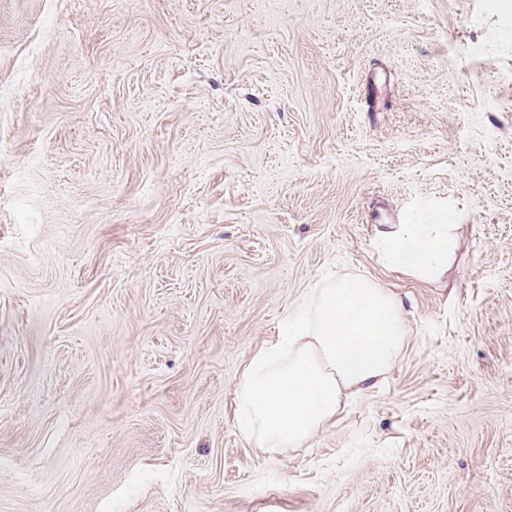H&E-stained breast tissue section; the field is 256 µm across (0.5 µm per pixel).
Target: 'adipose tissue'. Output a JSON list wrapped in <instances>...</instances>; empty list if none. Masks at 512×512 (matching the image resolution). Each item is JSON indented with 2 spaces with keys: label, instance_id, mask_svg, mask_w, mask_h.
I'll return each instance as SVG.
<instances>
[{
  "label": "adipose tissue",
  "instance_id": "adipose-tissue-1",
  "mask_svg": "<svg viewBox=\"0 0 512 512\" xmlns=\"http://www.w3.org/2000/svg\"><path fill=\"white\" fill-rule=\"evenodd\" d=\"M379 240L393 269L428 278L448 271L447 225L386 224ZM404 342V307L388 289L361 277L318 289L248 361L235 430L273 454L301 447L335 420L343 398L385 379Z\"/></svg>",
  "mask_w": 512,
  "mask_h": 512
}]
</instances>
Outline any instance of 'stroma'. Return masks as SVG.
Masks as SVG:
<instances>
[{
	"mask_svg": "<svg viewBox=\"0 0 512 512\" xmlns=\"http://www.w3.org/2000/svg\"><path fill=\"white\" fill-rule=\"evenodd\" d=\"M349 276L402 355L268 454L234 388ZM0 512H512V0H0ZM379 241L384 260L393 269L422 277L448 272L451 243L448 228L454 224H381Z\"/></svg>",
	"mask_w": 512,
	"mask_h": 512,
	"instance_id": "obj_1",
	"label": "stroma"
}]
</instances>
